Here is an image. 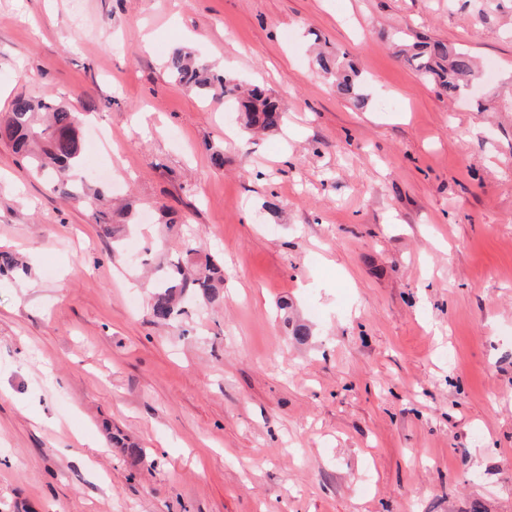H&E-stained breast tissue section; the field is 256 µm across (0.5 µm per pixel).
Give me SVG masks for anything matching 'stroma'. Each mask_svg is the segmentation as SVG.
I'll list each match as a JSON object with an SVG mask.
<instances>
[{"label": "stroma", "instance_id": "35a3bbf8", "mask_svg": "<svg viewBox=\"0 0 512 512\" xmlns=\"http://www.w3.org/2000/svg\"><path fill=\"white\" fill-rule=\"evenodd\" d=\"M394 29L492 65L481 104ZM176 47L263 85L282 129L245 142L168 78ZM511 80L512 0H0V118L20 94L87 115L140 218L112 244L0 143L27 266L0 279V512H512ZM185 257L224 294L156 324L147 274ZM314 65L326 75L336 76L337 91L351 100L357 108L367 106L369 98L365 92L364 81L360 73L353 67L342 66L335 57L325 51H320L314 57Z\"/></svg>", "mask_w": 512, "mask_h": 512}]
</instances>
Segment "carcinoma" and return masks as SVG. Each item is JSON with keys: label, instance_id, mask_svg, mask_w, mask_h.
<instances>
[{"label": "carcinoma", "instance_id": "obj_1", "mask_svg": "<svg viewBox=\"0 0 512 512\" xmlns=\"http://www.w3.org/2000/svg\"><path fill=\"white\" fill-rule=\"evenodd\" d=\"M391 40L413 71L450 98L467 96L470 87L481 80L480 66L465 50L450 48L443 41L420 44L410 40V35L404 30L392 33ZM314 65L324 74L336 76L337 91L356 107L362 109L367 106L369 98L364 81L354 67L342 66L325 51L314 57ZM166 70L169 77L180 85L212 95L219 88L222 98L236 100L247 130L272 132L284 123L285 112L276 97L257 86L241 95L239 84L212 73L182 47L171 53ZM81 123V114L65 106L18 96L13 100L7 117L0 121V141L11 145L13 152L32 172L48 178L54 191L92 209L102 235L113 238L116 223L105 211V193L99 191L84 198L74 190V176L83 163ZM19 271H26L23 263L9 253H0V276ZM223 286L224 273L213 261L192 265L178 261L157 277L149 315L157 324L172 325L184 313L182 301L186 294L212 301Z\"/></svg>", "mask_w": 512, "mask_h": 512}]
</instances>
